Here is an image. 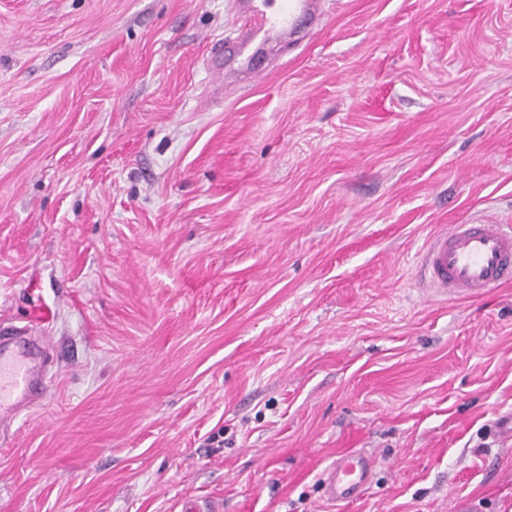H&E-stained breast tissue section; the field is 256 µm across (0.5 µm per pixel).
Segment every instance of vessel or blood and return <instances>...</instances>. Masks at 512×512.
<instances>
[{
    "instance_id": "obj_1",
    "label": "vessel or blood",
    "mask_w": 512,
    "mask_h": 512,
    "mask_svg": "<svg viewBox=\"0 0 512 512\" xmlns=\"http://www.w3.org/2000/svg\"><path fill=\"white\" fill-rule=\"evenodd\" d=\"M244 17L230 47H216L208 67L225 77L250 75L254 57L271 41L293 39L300 21L317 15L320 0H236ZM419 271L427 287L440 295L479 297L512 283V225L474 221L453 224L435 233L421 247ZM14 329L0 326V426L10 425L22 410L41 403L47 393L44 338L11 347ZM373 456H339L322 475L325 491L334 501L359 497L369 483Z\"/></svg>"
}]
</instances>
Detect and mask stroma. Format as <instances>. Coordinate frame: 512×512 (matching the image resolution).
<instances>
[{
  "instance_id": "obj_1",
  "label": "stroma",
  "mask_w": 512,
  "mask_h": 512,
  "mask_svg": "<svg viewBox=\"0 0 512 512\" xmlns=\"http://www.w3.org/2000/svg\"><path fill=\"white\" fill-rule=\"evenodd\" d=\"M232 0H0V323L50 337L0 512H512V0H321L259 79ZM378 461L364 497L321 472ZM423 283L440 295L479 297L512 283V225L451 224L421 247ZM375 464L373 456L350 453L336 458V462L322 475L326 494L333 501L359 497L369 483Z\"/></svg>"
}]
</instances>
